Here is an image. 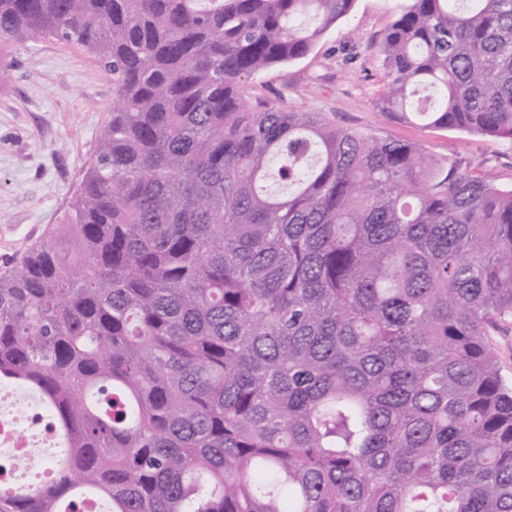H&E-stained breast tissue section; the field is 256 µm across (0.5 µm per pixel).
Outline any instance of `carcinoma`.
I'll return each instance as SVG.
<instances>
[{
    "label": "carcinoma",
    "mask_w": 512,
    "mask_h": 512,
    "mask_svg": "<svg viewBox=\"0 0 512 512\" xmlns=\"http://www.w3.org/2000/svg\"><path fill=\"white\" fill-rule=\"evenodd\" d=\"M356 0H0L94 55L110 116L0 271V381L66 444L0 512H512V186L245 101ZM382 110L512 139V0H408ZM489 335L488 339L498 353L502 374L512 379V321L490 328Z\"/></svg>",
    "instance_id": "obj_1"
}]
</instances>
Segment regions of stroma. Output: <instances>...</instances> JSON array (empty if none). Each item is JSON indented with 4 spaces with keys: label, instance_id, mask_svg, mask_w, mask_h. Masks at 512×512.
<instances>
[{
    "label": "stroma",
    "instance_id": "35a3bbf8",
    "mask_svg": "<svg viewBox=\"0 0 512 512\" xmlns=\"http://www.w3.org/2000/svg\"><path fill=\"white\" fill-rule=\"evenodd\" d=\"M397 0H357L305 58L245 79L248 100L320 112L339 127L415 142L429 156L461 155L512 185V140L406 124L380 111L378 44ZM0 270L58 223L109 118L112 83L84 48L45 37L0 52Z\"/></svg>",
    "mask_w": 512,
    "mask_h": 512
}]
</instances>
